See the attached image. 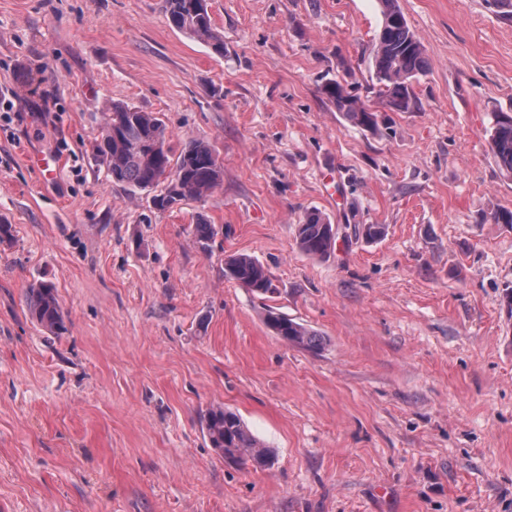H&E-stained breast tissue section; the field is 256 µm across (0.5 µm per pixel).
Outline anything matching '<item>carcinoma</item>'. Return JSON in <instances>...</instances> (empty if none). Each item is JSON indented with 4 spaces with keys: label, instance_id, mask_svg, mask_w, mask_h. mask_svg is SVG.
Segmentation results:
<instances>
[{
    "label": "carcinoma",
    "instance_id": "obj_1",
    "mask_svg": "<svg viewBox=\"0 0 512 512\" xmlns=\"http://www.w3.org/2000/svg\"><path fill=\"white\" fill-rule=\"evenodd\" d=\"M382 27L374 46L373 65L384 105L393 112H409L417 100L412 80L427 64V51L410 29L399 0H378ZM169 24L191 38L203 41L224 54V40L215 31L208 7L202 0H164ZM323 93L355 124L375 128L378 114L370 111L360 96L337 80L327 82ZM93 150L110 156L108 176L131 191H150L159 185L164 190L153 198L155 207L169 210L187 199L198 200L218 186L222 166L213 145L206 140L190 142L180 149L170 144L163 122L152 112L126 103H112ZM489 149L501 173L512 177V117L499 115L489 138ZM382 224H355L353 234L366 241L381 238ZM194 236L207 247L215 236L213 225L200 221ZM338 229L319 212H311L296 227V244L303 254L325 259L336 248ZM230 279L251 292L274 293L268 269L247 254L230 256L226 261ZM25 305L31 318L53 336L65 333L66 325L56 290L41 282L27 289ZM265 321L274 334L288 344L308 350L322 348L320 335L306 325L274 309L266 310ZM205 437L213 450L229 461H250L257 467L274 463V453L258 439L234 411L213 405L203 415Z\"/></svg>",
    "mask_w": 512,
    "mask_h": 512
}]
</instances>
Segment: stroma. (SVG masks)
Listing matches in <instances>:
<instances>
[{
    "label": "stroma",
    "mask_w": 512,
    "mask_h": 512,
    "mask_svg": "<svg viewBox=\"0 0 512 512\" xmlns=\"http://www.w3.org/2000/svg\"><path fill=\"white\" fill-rule=\"evenodd\" d=\"M399 2L427 49L409 112L379 96L377 0H208L220 56L163 0H0V512H512V226L489 219L512 210L489 151L512 16ZM331 79L377 129L336 110ZM113 102L174 145L208 140L220 186L160 211L112 183L92 146ZM312 210L339 227L330 259L296 246ZM240 253L274 294L226 276ZM40 281L61 336L26 310ZM270 306L323 349L274 336ZM217 403L272 468L209 448ZM323 93L336 105V109L352 120L355 124L376 128L378 126V114L371 112L357 94H352L337 80H330L323 88ZM25 305L31 318L53 336L67 330L56 290L48 282H40L27 289Z\"/></svg>",
    "instance_id": "35a3bbf8"
}]
</instances>
